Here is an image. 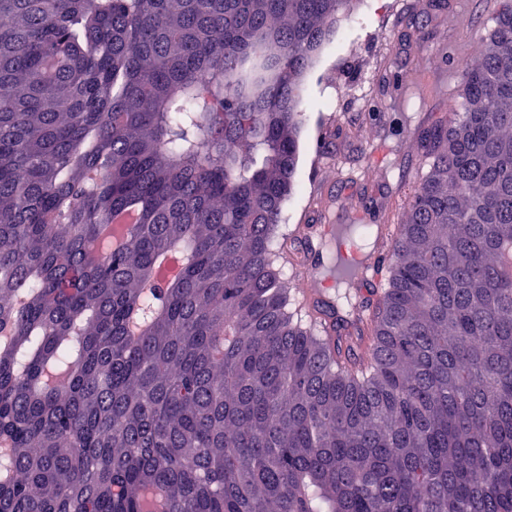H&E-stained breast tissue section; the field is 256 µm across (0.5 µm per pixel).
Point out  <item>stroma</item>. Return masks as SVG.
<instances>
[{
	"mask_svg": "<svg viewBox=\"0 0 512 512\" xmlns=\"http://www.w3.org/2000/svg\"><path fill=\"white\" fill-rule=\"evenodd\" d=\"M498 0H355L304 76L295 186L279 265L297 268L303 229L343 213L396 224L429 161L420 131L460 105L461 60L495 25Z\"/></svg>",
	"mask_w": 512,
	"mask_h": 512,
	"instance_id": "1",
	"label": "stroma"
}]
</instances>
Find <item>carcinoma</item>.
<instances>
[{
    "mask_svg": "<svg viewBox=\"0 0 512 512\" xmlns=\"http://www.w3.org/2000/svg\"><path fill=\"white\" fill-rule=\"evenodd\" d=\"M352 3L0 0V512H512V0L365 361L273 245Z\"/></svg>",
    "mask_w": 512,
    "mask_h": 512,
    "instance_id": "1",
    "label": "carcinoma"
}]
</instances>
